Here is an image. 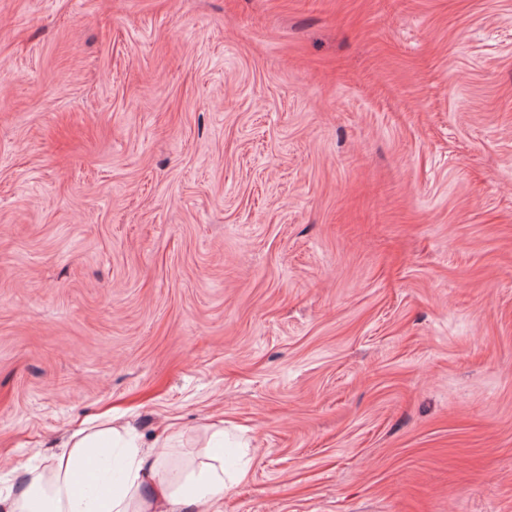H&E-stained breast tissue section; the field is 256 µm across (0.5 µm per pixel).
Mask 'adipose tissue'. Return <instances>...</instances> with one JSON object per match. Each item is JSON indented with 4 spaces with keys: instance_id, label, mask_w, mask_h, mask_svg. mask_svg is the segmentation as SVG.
I'll list each match as a JSON object with an SVG mask.
<instances>
[{
    "instance_id": "1",
    "label": "adipose tissue",
    "mask_w": 512,
    "mask_h": 512,
    "mask_svg": "<svg viewBox=\"0 0 512 512\" xmlns=\"http://www.w3.org/2000/svg\"><path fill=\"white\" fill-rule=\"evenodd\" d=\"M197 462L178 463L171 449L177 433L144 443L120 418L97 415L62 442L43 470L18 464L17 483L0 490V512H211L240 482L244 468L226 469L224 429L213 425ZM118 453L120 478L92 497L79 487L91 462Z\"/></svg>"
}]
</instances>
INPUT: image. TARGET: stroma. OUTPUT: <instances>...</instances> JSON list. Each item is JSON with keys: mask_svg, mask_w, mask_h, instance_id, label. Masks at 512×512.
<instances>
[{"mask_svg": "<svg viewBox=\"0 0 512 512\" xmlns=\"http://www.w3.org/2000/svg\"><path fill=\"white\" fill-rule=\"evenodd\" d=\"M105 413L512 512V0H0V488Z\"/></svg>", "mask_w": 512, "mask_h": 512, "instance_id": "stroma-1", "label": "stroma"}]
</instances>
